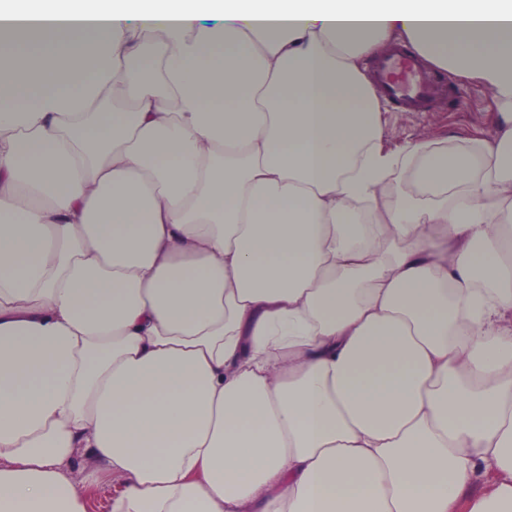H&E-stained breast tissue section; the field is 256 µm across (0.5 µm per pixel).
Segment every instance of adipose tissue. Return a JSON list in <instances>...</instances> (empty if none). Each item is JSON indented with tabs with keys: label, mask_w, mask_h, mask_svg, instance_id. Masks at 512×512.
Wrapping results in <instances>:
<instances>
[{
	"label": "adipose tissue",
	"mask_w": 512,
	"mask_h": 512,
	"mask_svg": "<svg viewBox=\"0 0 512 512\" xmlns=\"http://www.w3.org/2000/svg\"><path fill=\"white\" fill-rule=\"evenodd\" d=\"M396 40L493 137L384 146ZM104 483L512 512V0H0V512Z\"/></svg>",
	"instance_id": "1"
}]
</instances>
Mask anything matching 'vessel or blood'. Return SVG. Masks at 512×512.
Instances as JSON below:
<instances>
[{"label":"vessel or blood","mask_w":512,"mask_h":512,"mask_svg":"<svg viewBox=\"0 0 512 512\" xmlns=\"http://www.w3.org/2000/svg\"><path fill=\"white\" fill-rule=\"evenodd\" d=\"M372 85L391 103L416 111L451 98L448 83L427 60L404 46H393L375 58Z\"/></svg>","instance_id":"vessel-or-blood-1"}]
</instances>
